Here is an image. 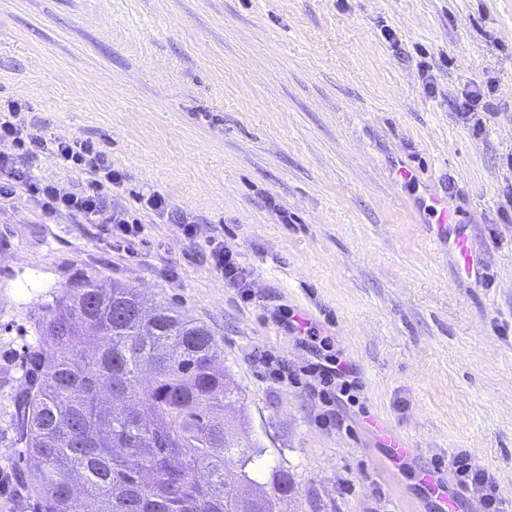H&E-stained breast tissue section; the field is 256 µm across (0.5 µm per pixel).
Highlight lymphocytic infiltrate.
<instances>
[{"label": "lymphocytic infiltrate", "mask_w": 512, "mask_h": 512, "mask_svg": "<svg viewBox=\"0 0 512 512\" xmlns=\"http://www.w3.org/2000/svg\"><path fill=\"white\" fill-rule=\"evenodd\" d=\"M23 108V103L15 100L0 107V208L12 206L22 196L29 195L46 211L73 215L88 224L107 225L109 234L116 238L138 237L144 230L142 219L132 216L125 208L107 203L108 197L122 187L123 174L113 168L92 141L26 136L20 118ZM6 142L11 143V151L3 150ZM46 152L85 173L87 190L80 194L65 193L53 183L36 179L31 163ZM452 465L462 487L481 498L485 512H503L494 478L486 469L476 466L464 453L458 454Z\"/></svg>", "instance_id": "obj_1"}]
</instances>
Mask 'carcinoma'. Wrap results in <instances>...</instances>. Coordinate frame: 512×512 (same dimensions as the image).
I'll return each mask as SVG.
<instances>
[{"instance_id":"carcinoma-1","label":"carcinoma","mask_w":512,"mask_h":512,"mask_svg":"<svg viewBox=\"0 0 512 512\" xmlns=\"http://www.w3.org/2000/svg\"><path fill=\"white\" fill-rule=\"evenodd\" d=\"M48 309L15 413L40 512H278L295 492L284 469L271 493L256 480L263 449L224 420L240 394L205 325L164 301L148 313L137 289L93 278Z\"/></svg>"}]
</instances>
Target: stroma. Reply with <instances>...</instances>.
I'll return each instance as SVG.
<instances>
[{
    "label": "stroma",
    "instance_id": "obj_1",
    "mask_svg": "<svg viewBox=\"0 0 512 512\" xmlns=\"http://www.w3.org/2000/svg\"><path fill=\"white\" fill-rule=\"evenodd\" d=\"M478 85L475 131L454 102ZM10 99L28 133L95 143L124 175L113 204L156 190L199 224L117 242L29 196L0 209V512H33L15 403L47 302L87 276L207 325L260 481L295 477L283 512H483L461 452L512 512V0H0ZM32 170L86 185L50 153ZM329 353L354 378L327 403L305 369ZM210 255L214 266L224 272V277L238 288H249L247 280L239 279V267L233 251L224 247V240L211 236L209 241ZM452 466L461 477L462 487L481 498L486 512H503L495 492L494 478L486 469L476 466L464 453L453 459Z\"/></svg>",
    "mask_w": 512,
    "mask_h": 512
}]
</instances>
